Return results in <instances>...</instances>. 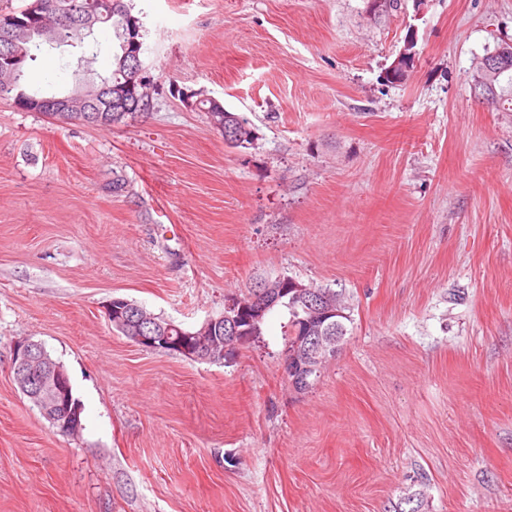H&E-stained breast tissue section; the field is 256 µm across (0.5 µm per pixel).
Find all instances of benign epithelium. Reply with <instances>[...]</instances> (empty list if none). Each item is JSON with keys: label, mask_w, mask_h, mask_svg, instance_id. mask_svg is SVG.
<instances>
[{"label": "benign epithelium", "mask_w": 512, "mask_h": 512, "mask_svg": "<svg viewBox=\"0 0 512 512\" xmlns=\"http://www.w3.org/2000/svg\"><path fill=\"white\" fill-rule=\"evenodd\" d=\"M38 10L28 13L30 20L14 16L0 17V72L12 73L18 69L22 57L16 51L14 33L24 26L33 29L45 28V15ZM112 17L111 0H86L76 21L91 30ZM128 41L124 57L127 65L123 80L116 85L101 86L86 81V87L63 96L30 97L15 104L24 112H73L75 121L96 126L104 121L107 112H142L151 107V102L138 94L144 85L142 61L143 23L140 18L128 15L125 18ZM512 70V43L507 42L487 54L478 73L473 75L474 84L479 85L489 78H497ZM305 295L313 312L321 294L293 279L278 276L254 289L247 303L236 301L225 305L224 313L206 319L200 327L179 330L173 337L170 331L175 325L154 322L142 325L132 316L131 303L123 298H114L106 306L107 318H115L118 324L133 325V342L141 348L179 354L193 362H224L238 352L240 346L252 339L255 322L280 299L289 293ZM338 336H304L286 353L281 364L284 375L300 390L309 387L311 378L319 374L323 365L339 351ZM13 378L21 392L51 422L56 431L64 436H74L82 429L83 407L73 398L69 375L63 366L53 361L42 344L28 338L17 341L11 353Z\"/></svg>", "instance_id": "benign-epithelium-1"}]
</instances>
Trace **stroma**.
Wrapping results in <instances>:
<instances>
[{
  "label": "stroma",
  "mask_w": 512,
  "mask_h": 512,
  "mask_svg": "<svg viewBox=\"0 0 512 512\" xmlns=\"http://www.w3.org/2000/svg\"><path fill=\"white\" fill-rule=\"evenodd\" d=\"M130 6L147 117L0 101V512H512V112L472 86L512 0ZM81 54L43 51L24 85L70 90ZM205 98L255 144L228 146ZM279 275L347 306L301 393L285 308L226 364L140 348L105 314L123 297L193 328ZM21 338L67 368L79 435L14 382ZM200 104L202 105L203 109L205 110V112H207L208 114V117L210 118V122L212 123V119L213 117L217 120V121H221L223 116H224V125L227 124V125H246L242 128H240L236 134V139L233 137L231 138L229 135L226 134V140L229 141V142H241L243 141L244 139H247L249 138L248 135H245L244 132L247 131V132H251V133H254V131L252 129H249L247 126H249L250 128L252 127L250 121L248 120L247 117H245L244 115H239L237 113H233V112H227L224 110V105L218 101V100H215V99H206V100H202L200 101Z\"/></svg>",
  "instance_id": "stroma-1"
}]
</instances>
